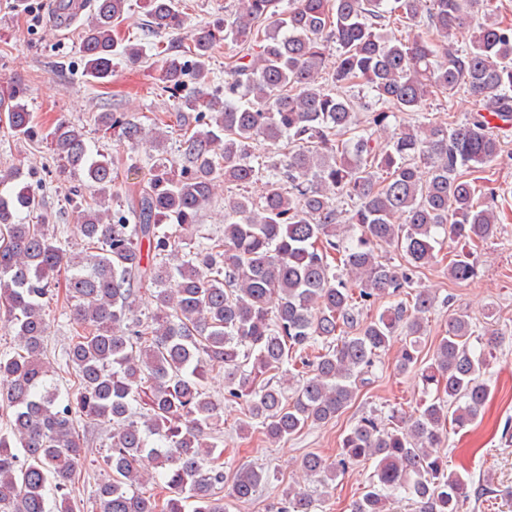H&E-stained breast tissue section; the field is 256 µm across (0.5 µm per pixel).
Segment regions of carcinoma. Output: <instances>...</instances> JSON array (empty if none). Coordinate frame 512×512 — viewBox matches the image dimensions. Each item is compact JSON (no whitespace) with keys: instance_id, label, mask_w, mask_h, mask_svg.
<instances>
[{"instance_id":"cac0c4a2","label":"carcinoma","mask_w":512,"mask_h":512,"mask_svg":"<svg viewBox=\"0 0 512 512\" xmlns=\"http://www.w3.org/2000/svg\"><path fill=\"white\" fill-rule=\"evenodd\" d=\"M493 0H237L224 23L194 28L158 75L183 128L178 165H156L127 209L108 207L117 172L71 122H57L50 147L89 191L74 205L82 249H66L41 224L21 221L43 198L20 183L16 165L0 167V320L16 347L0 353V400L11 409L0 435V512H75L69 489L84 460L77 421L112 425L98 486L99 512H226L214 489L224 484L223 453L208 438L224 406L205 390L224 372V399L240 400L265 439L276 443L310 424L326 423L368 383L380 353L401 337L397 369L417 367L433 297L413 288L418 271L437 262L439 236L462 250L448 263L457 283L478 275L476 255L496 237L495 191L466 173L501 149L512 126V23ZM127 0H93L81 41L83 74L103 84L117 55L114 32ZM485 21L470 25L471 9ZM153 32L184 28L176 0H144ZM407 35L388 33L391 19ZM224 97L208 91V63L220 45ZM373 93L364 131L382 130L383 145L337 135L358 127L354 100L327 88ZM466 93L474 108L462 121L428 117L427 101ZM20 86L0 87V130L38 135ZM420 115L390 128L393 111ZM98 130L119 143L160 148L162 120L144 125L129 112H99ZM293 149L254 164V144ZM386 177L378 180L376 173ZM266 179L262 197L224 198V233L192 243L202 210L221 187ZM355 203L343 213L336 200ZM402 251L385 262L382 246ZM342 264L339 273L329 259ZM66 283L71 336L61 394L45 358L49 323L44 299L58 276ZM149 292L155 309L138 314ZM390 294L407 300L375 318L364 306ZM465 311L448 315L432 362L421 369L425 394L417 412L385 426L373 416L352 425L339 458L306 455L301 470L323 485L348 464L372 461L371 481L349 512H386L388 494L412 497L418 512H460L468 476L432 453L447 426L464 428L490 395L485 379L496 338L471 344ZM301 373L293 395L284 365ZM14 448L24 450L20 457ZM164 497L145 496L148 480ZM262 468L236 473L232 494L253 496ZM57 493L47 507L46 487ZM281 512H314L301 488L282 490Z\"/></svg>"}]
</instances>
